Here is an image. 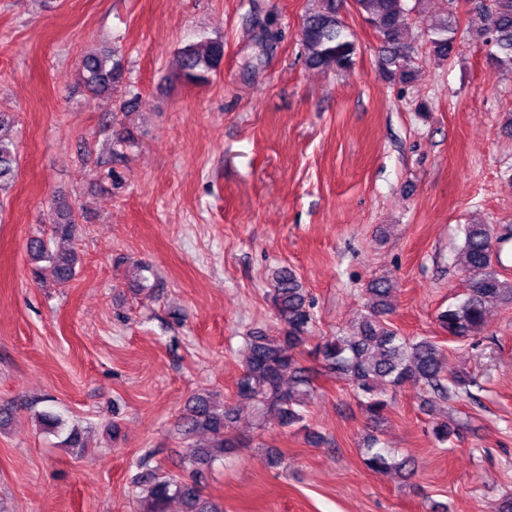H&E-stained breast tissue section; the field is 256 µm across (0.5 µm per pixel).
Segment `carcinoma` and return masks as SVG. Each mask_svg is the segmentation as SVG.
<instances>
[{"instance_id":"carcinoma-1","label":"carcinoma","mask_w":512,"mask_h":512,"mask_svg":"<svg viewBox=\"0 0 512 512\" xmlns=\"http://www.w3.org/2000/svg\"><path fill=\"white\" fill-rule=\"evenodd\" d=\"M319 7L309 13L303 23L301 44L307 61L336 71H348L354 65L356 47L339 16L336 0H318ZM407 0H354L364 20L379 34L390 53L391 75L403 72L414 52L408 40L406 23L410 9ZM470 11L478 14L483 24L472 32L487 47L489 57L501 70L512 73V0H470ZM459 0H448L446 13L432 20L426 28L429 52L440 63L451 62L456 54ZM224 57L222 37H204L178 49L174 76L178 80L201 85L218 70ZM124 67L115 51L103 48L85 55L79 65L83 86L95 95H110L122 83ZM13 116L0 112V191L18 175V151L9 130ZM78 220L73 210L58 207L41 220V229L27 242V256L34 278L42 277L44 266L52 269L58 285L67 284L75 276L77 256L58 252L51 243L75 238ZM463 247L457 262L469 274L465 297L437 316L439 326L456 340H467L479 334L487 310L494 304L512 303V282L500 278V239L490 224H467L462 228ZM369 291L375 302L348 332L331 336L319 346L322 372L345 382L360 399L362 410L377 425L386 420L392 406L389 393L407 383L421 385L433 397L442 400L474 399L470 391L473 381L463 372L444 369L443 351L429 337L402 336L388 321L387 298L391 292L386 280H375ZM276 315L284 325L280 336L255 332L248 337L247 353L236 382V397L249 403L258 419L275 417L280 426L295 427L305 419L304 410L316 387L310 368L297 358L298 349L307 340L313 316L306 293L296 276L281 270L276 275L272 292ZM234 404L220 402L211 395L192 398L186 416L181 418L187 438L207 434L210 442L192 446L183 458L189 477L156 473L142 489V512H169L177 502L180 512H223L204 496L200 487L203 469L216 458L237 447V439L225 433L236 417ZM371 438L365 448L364 462L375 471H410L409 458H397L388 448L377 447Z\"/></svg>"}]
</instances>
